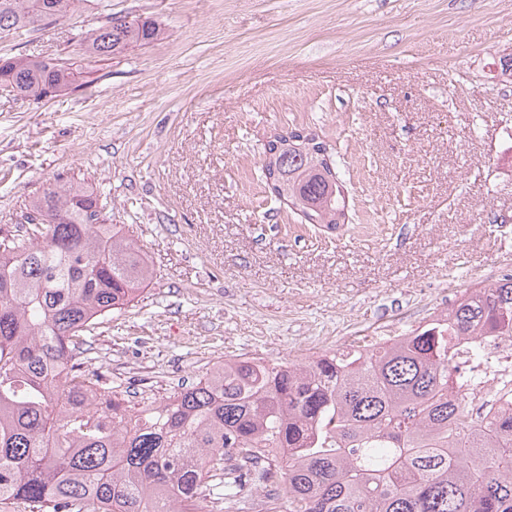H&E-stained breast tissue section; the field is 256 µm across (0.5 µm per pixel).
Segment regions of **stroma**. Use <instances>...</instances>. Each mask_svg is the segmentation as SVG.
<instances>
[{"label": "stroma", "mask_w": 512, "mask_h": 512, "mask_svg": "<svg viewBox=\"0 0 512 512\" xmlns=\"http://www.w3.org/2000/svg\"><path fill=\"white\" fill-rule=\"evenodd\" d=\"M149 16L164 40L99 61L78 39ZM512 0H76L0 33V59L82 74L0 90V229L47 184L92 189L156 276L108 314L85 368L162 399L214 362L302 360L409 334L512 274ZM325 140L348 197L304 223L262 174L273 134ZM10 83L17 95L41 99L69 89L76 81L68 60L10 58L0 66V82Z\"/></svg>", "instance_id": "obj_1"}]
</instances>
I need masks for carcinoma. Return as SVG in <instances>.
Instances as JSON below:
<instances>
[{
    "label": "carcinoma",
    "mask_w": 512,
    "mask_h": 512,
    "mask_svg": "<svg viewBox=\"0 0 512 512\" xmlns=\"http://www.w3.org/2000/svg\"><path fill=\"white\" fill-rule=\"evenodd\" d=\"M57 0H0V31L33 27ZM151 17L81 40L108 58L163 39ZM41 99L73 64L10 58L0 82ZM271 191L309 224L345 223L326 143L299 129L269 143ZM54 224L0 239V508L5 512H251L247 483L274 487L265 512H512V404L472 417L465 354L512 338V274L460 294L407 336H364L301 362L218 361L197 383L135 409L80 369L87 335L155 276L98 197L64 183L25 204Z\"/></svg>",
    "instance_id": "cac0c4a2"
}]
</instances>
